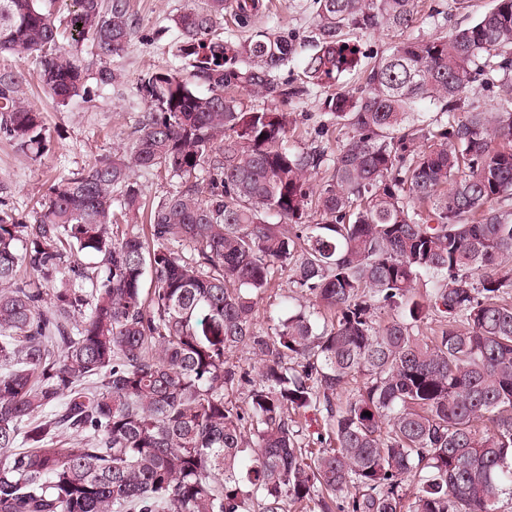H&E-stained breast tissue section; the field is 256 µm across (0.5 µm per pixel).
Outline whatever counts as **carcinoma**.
Here are the masks:
<instances>
[{"label":"carcinoma","mask_w":512,"mask_h":512,"mask_svg":"<svg viewBox=\"0 0 512 512\" xmlns=\"http://www.w3.org/2000/svg\"><path fill=\"white\" fill-rule=\"evenodd\" d=\"M308 82L353 71L356 29L408 31L417 0H314ZM227 0L171 18L169 71L141 79L128 149L49 189L28 223L0 196V512H500L512 496V0L472 25L408 38L326 95L349 129L333 157L295 147L287 114L224 91L282 95L279 32L224 37ZM258 0H235L247 26ZM129 0H0V54L33 58L61 103L91 99L61 31L106 59L128 48ZM22 76L0 71V135L49 150ZM425 101L439 117L414 118ZM182 180L148 239L136 170ZM98 259L71 266L73 253ZM311 305L258 327L275 274ZM151 276L152 287L143 288ZM65 278L47 291L41 281ZM433 333H420L430 319ZM259 356L245 406L226 392ZM322 414L310 448L292 417ZM371 412V416L364 412ZM27 446L16 451L18 443ZM510 89L512 92L511 77H509V80L506 83L500 81L494 83V86L491 84L482 85L478 87L476 94L472 96V101L475 105H478L483 109H489L496 104L500 97L506 94V92H509Z\"/></svg>","instance_id":"1"}]
</instances>
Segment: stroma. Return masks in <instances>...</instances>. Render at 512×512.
Listing matches in <instances>:
<instances>
[{"instance_id": "obj_1", "label": "stroma", "mask_w": 512, "mask_h": 512, "mask_svg": "<svg viewBox=\"0 0 512 512\" xmlns=\"http://www.w3.org/2000/svg\"><path fill=\"white\" fill-rule=\"evenodd\" d=\"M203 0H130L131 9L140 20L128 50L111 58L109 67L117 75L114 84L97 86V64L88 47L75 52L87 71V84L94 87L91 101L61 103L38 83L36 64L30 59L0 56V68L22 72L23 101L41 112L50 137L44 156L23 154L0 137V187L6 189L10 206L20 221H27L37 202L56 179L83 171L95 159L130 145L136 137L137 123L145 104L136 95V85L149 73L174 69L180 62L174 56V32L171 18L188 6ZM261 13L252 29L267 27L293 37L298 58L279 73L281 82L292 87L291 95L274 100L273 108L290 113L294 119L288 138L294 145H321L327 155H335L345 139L343 128L327 114L322 102L326 88L306 82L300 59L309 50L315 33L313 0H262ZM423 11L417 27L403 34L387 29L357 31L354 40L363 56L378 58L390 47L411 35L419 38L440 36L469 26L477 14L490 9L493 0H472L468 10H448V0H422Z\"/></svg>"}]
</instances>
